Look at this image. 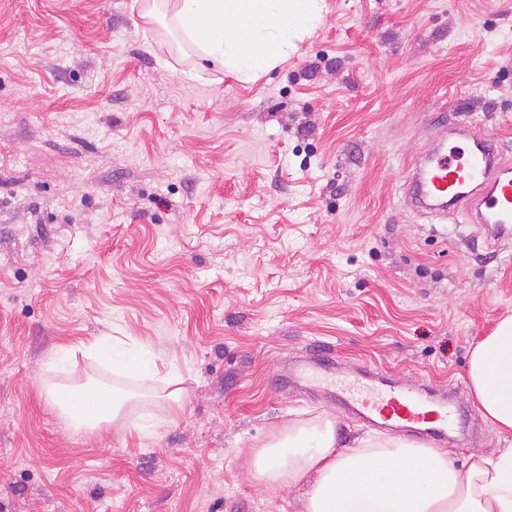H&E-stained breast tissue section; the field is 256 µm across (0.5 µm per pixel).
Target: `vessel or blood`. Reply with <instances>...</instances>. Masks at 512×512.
Segmentation results:
<instances>
[{"label": "vessel or blood", "mask_w": 512, "mask_h": 512, "mask_svg": "<svg viewBox=\"0 0 512 512\" xmlns=\"http://www.w3.org/2000/svg\"><path fill=\"white\" fill-rule=\"evenodd\" d=\"M470 147L436 151L415 166L408 189L417 209L448 218L465 211L476 224L495 225V240L512 238V167L502 163L488 134L466 132ZM338 361L327 349L314 348L298 369L289 371L283 388H317L338 408L377 427L447 442L461 433L460 414L447 388L412 378H393L374 366L356 372L349 383H336Z\"/></svg>", "instance_id": "1"}]
</instances>
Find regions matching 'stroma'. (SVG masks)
<instances>
[{"mask_svg": "<svg viewBox=\"0 0 512 512\" xmlns=\"http://www.w3.org/2000/svg\"><path fill=\"white\" fill-rule=\"evenodd\" d=\"M325 3L244 80L141 0H0V512H303L254 449L296 420L373 431L279 387L317 344L454 387L478 427L457 467L502 448L469 355L512 315V240L404 185L458 123L512 165V0ZM97 336L159 376L48 371ZM89 376L140 397L76 432L47 386Z\"/></svg>", "mask_w": 512, "mask_h": 512, "instance_id": "1", "label": "stroma"}]
</instances>
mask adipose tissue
I'll list each match as a JSON object with an SVG mask.
<instances>
[{
    "instance_id": "adipose-tissue-1",
    "label": "adipose tissue",
    "mask_w": 512,
    "mask_h": 512,
    "mask_svg": "<svg viewBox=\"0 0 512 512\" xmlns=\"http://www.w3.org/2000/svg\"><path fill=\"white\" fill-rule=\"evenodd\" d=\"M324 0H173V19L202 59L247 80L285 61L301 32L319 27ZM473 395L484 418L512 434V316L473 350ZM75 429L114 423L122 406L111 386L87 380L51 389ZM263 484L308 480L305 512H512V444L472 455L458 469L450 451L401 438L340 441L335 419L298 421L251 459Z\"/></svg>"
}]
</instances>
